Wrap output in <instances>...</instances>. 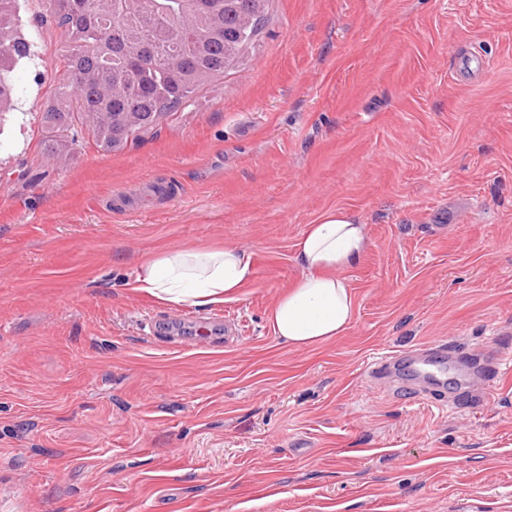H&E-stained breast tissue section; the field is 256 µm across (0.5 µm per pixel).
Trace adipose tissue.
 <instances>
[{
  "instance_id": "ef3b65f1",
  "label": "adipose tissue",
  "mask_w": 512,
  "mask_h": 512,
  "mask_svg": "<svg viewBox=\"0 0 512 512\" xmlns=\"http://www.w3.org/2000/svg\"><path fill=\"white\" fill-rule=\"evenodd\" d=\"M367 247V227L350 210H328L308 225L296 244L302 273L270 314L288 348L316 347L348 330L355 300L342 273ZM252 273V259L240 249H179L147 254L134 287L166 304L204 307L238 298Z\"/></svg>"
}]
</instances>
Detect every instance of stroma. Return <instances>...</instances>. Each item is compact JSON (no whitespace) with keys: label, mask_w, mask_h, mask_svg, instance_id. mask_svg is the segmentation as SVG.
<instances>
[{"label":"stroma","mask_w":512,"mask_h":512,"mask_svg":"<svg viewBox=\"0 0 512 512\" xmlns=\"http://www.w3.org/2000/svg\"><path fill=\"white\" fill-rule=\"evenodd\" d=\"M45 13L24 0L0 124V512H512V0H269L190 105L64 161ZM336 206L368 230L355 318L294 350L268 314ZM224 245L253 257L240 299L133 288L145 253ZM441 343L476 366L364 371Z\"/></svg>","instance_id":"obj_1"}]
</instances>
